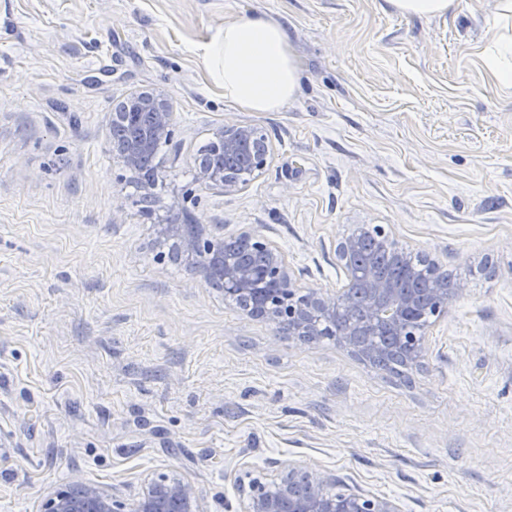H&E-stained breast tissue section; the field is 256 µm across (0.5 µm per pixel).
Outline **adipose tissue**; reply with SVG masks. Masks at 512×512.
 Returning a JSON list of instances; mask_svg holds the SVG:
<instances>
[{"label":"adipose tissue","mask_w":512,"mask_h":512,"mask_svg":"<svg viewBox=\"0 0 512 512\" xmlns=\"http://www.w3.org/2000/svg\"><path fill=\"white\" fill-rule=\"evenodd\" d=\"M495 25L486 66L503 86H512V0H495ZM213 81L224 97L252 112H275L293 100L301 69L285 24L259 14L229 18L202 48Z\"/></svg>","instance_id":"obj_1"}]
</instances>
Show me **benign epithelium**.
<instances>
[{
  "instance_id": "7a95c632",
  "label": "benign epithelium",
  "mask_w": 512,
  "mask_h": 512,
  "mask_svg": "<svg viewBox=\"0 0 512 512\" xmlns=\"http://www.w3.org/2000/svg\"><path fill=\"white\" fill-rule=\"evenodd\" d=\"M142 119L145 131L128 142L112 141L124 167L141 172L145 159L152 157L153 144L169 141L175 129L172 106L168 95L154 92L133 93L112 113L110 125H121ZM215 152L232 156L248 149L252 173L262 172L272 159V148L267 136L258 128L226 123L213 133ZM198 181L207 188H220L226 193L239 190L245 180L233 168L214 164L211 160L196 161ZM178 251L199 267L207 279H213L224 288V294L246 295L243 310L253 318L267 319L288 336L300 341L314 342L322 338L321 321L336 313H344L352 304L349 289L324 296L315 290L305 292L292 281L281 254L263 240L249 234L261 252L262 264L255 266L224 258L219 247L204 237L200 226L188 220L175 225ZM381 245L396 252L394 259L412 277L419 270L408 263L402 249L388 239ZM348 278H360L367 286L371 304L362 323L345 320L336 332V344L363 359L382 357L381 349H362L357 345L361 329L386 322L391 334L399 342L411 346L408 354L410 367L418 366L425 352V333L419 327L417 298L403 292L379 275L371 262L361 269L347 268ZM441 277H434L430 289L435 298V314H448V291L440 287ZM335 480L319 472L288 466L268 482L249 483L241 503V512H401L398 504L386 498L364 495L340 489L330 490ZM44 512H206L201 498L188 482L159 475L147 482L134 500L132 507L117 499L109 491L77 478L66 491L49 494Z\"/></svg>"
}]
</instances>
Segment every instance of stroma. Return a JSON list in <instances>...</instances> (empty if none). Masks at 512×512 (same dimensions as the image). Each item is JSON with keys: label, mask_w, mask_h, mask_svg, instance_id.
<instances>
[{"label": "stroma", "mask_w": 512, "mask_h": 512, "mask_svg": "<svg viewBox=\"0 0 512 512\" xmlns=\"http://www.w3.org/2000/svg\"><path fill=\"white\" fill-rule=\"evenodd\" d=\"M232 14L288 27L301 87L280 111L207 76L200 47ZM491 17L492 0L440 18L385 0H0V512H41L77 478L128 502L161 474L238 512L240 479L287 464L403 512H512V88L485 66ZM161 91L175 135L148 200L109 122ZM227 122L273 150L233 193L195 163ZM184 209L205 236L275 246L305 290L343 287L340 243L377 226L464 291L406 385L170 261Z\"/></svg>", "instance_id": "obj_1"}]
</instances>
